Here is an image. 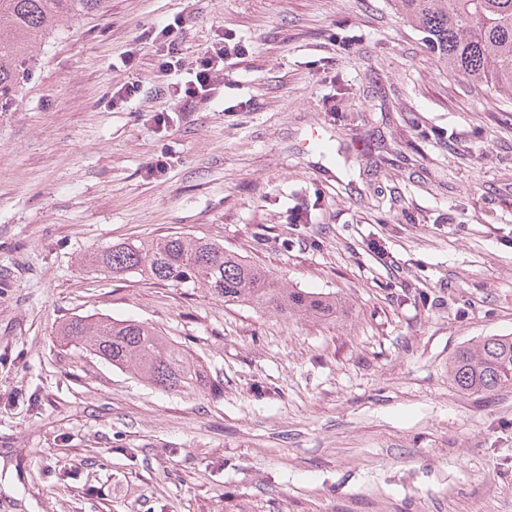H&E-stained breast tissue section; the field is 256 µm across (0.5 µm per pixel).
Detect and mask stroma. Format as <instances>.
I'll return each instance as SVG.
<instances>
[{"mask_svg":"<svg viewBox=\"0 0 512 512\" xmlns=\"http://www.w3.org/2000/svg\"><path fill=\"white\" fill-rule=\"evenodd\" d=\"M177 17L186 60L225 32L252 52L163 125L146 31ZM175 232L343 309L88 265ZM90 314L155 327L221 395L61 344ZM494 335L512 336V100L448 72L391 0H109L0 112V512H512V386L448 376Z\"/></svg>","mask_w":512,"mask_h":512,"instance_id":"stroma-1","label":"stroma"}]
</instances>
